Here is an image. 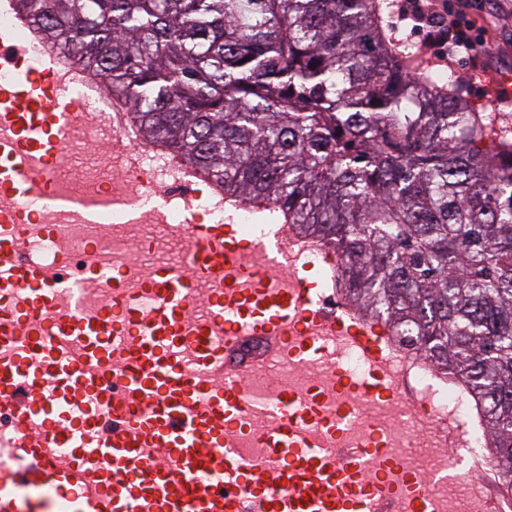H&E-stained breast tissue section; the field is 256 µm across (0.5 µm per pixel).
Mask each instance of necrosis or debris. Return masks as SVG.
Returning <instances> with one entry per match:
<instances>
[{
  "label": "necrosis or debris",
  "instance_id": "1",
  "mask_svg": "<svg viewBox=\"0 0 512 512\" xmlns=\"http://www.w3.org/2000/svg\"><path fill=\"white\" fill-rule=\"evenodd\" d=\"M144 165L139 170L114 166L112 153L105 145L95 122L82 121L69 125L60 143L56 159L58 176L48 185L37 188L39 197L62 196L79 203H94L109 196L124 200L134 206L137 218L124 212L106 209L99 222L111 225L112 245L103 249L105 260L113 264L135 268L141 278L152 274V256L176 259L187 264L191 249V229L197 215H205L215 223L223 222L224 211L208 204H201L197 213H185L176 202L182 199L183 182L172 178L159 180L157 173L163 168V154L149 146H141ZM35 221L55 224V236L34 235L29 243L33 256L54 262L60 250L95 237L93 225L60 215L58 212L34 208ZM238 224L244 245L239 253L240 265L248 271H266V285L287 284L289 271L280 266L268 269L263 244L268 236L267 227L254 223L250 208H242ZM324 373L317 365H297L288 361L280 363L273 379L253 380L255 390H264L268 384L288 389H304L323 379ZM413 385L425 400L423 412L415 413L399 406H386L352 397L350 403L357 418L342 434L343 444L357 446L371 433H382L388 451L398 457L405 468L428 471L437 468H454L457 458L447 450L441 432H427L426 424H439L448 416L449 405H460L464 395L451 385L434 383L428 368H420L413 375Z\"/></svg>",
  "mask_w": 512,
  "mask_h": 512
}]
</instances>
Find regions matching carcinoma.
I'll list each match as a JSON object with an SVG mask.
<instances>
[{
    "instance_id": "obj_1",
    "label": "carcinoma",
    "mask_w": 512,
    "mask_h": 512,
    "mask_svg": "<svg viewBox=\"0 0 512 512\" xmlns=\"http://www.w3.org/2000/svg\"><path fill=\"white\" fill-rule=\"evenodd\" d=\"M195 178L342 258L351 311L474 403L512 483V139L380 0H14Z\"/></svg>"
}]
</instances>
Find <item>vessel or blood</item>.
I'll return each instance as SVG.
<instances>
[{
  "mask_svg": "<svg viewBox=\"0 0 512 512\" xmlns=\"http://www.w3.org/2000/svg\"><path fill=\"white\" fill-rule=\"evenodd\" d=\"M41 64L0 98V415L15 426L0 439V512H435L381 435L358 448L333 440L355 421L350 395L424 403L383 327L320 305L312 245L276 233L269 259L290 267L285 288L240 272L232 224L196 225L189 269L161 264L144 281L102 264L91 241L78 267L67 251L50 265L30 255L31 233L56 227L33 225L23 201L52 177L64 126L85 118L82 72L56 52ZM128 112L114 101L97 123L118 164L138 169ZM31 157L42 164L27 174ZM90 284L111 294L92 313ZM250 339L258 349L240 358ZM347 347L363 375L342 367ZM284 358L324 363L330 385L247 389ZM255 412L272 420L257 457L236 439Z\"/></svg>",
  "mask_w": 512,
  "mask_h": 512,
  "instance_id": "vessel-or-blood-1",
  "label": "vessel or blood"
}]
</instances>
